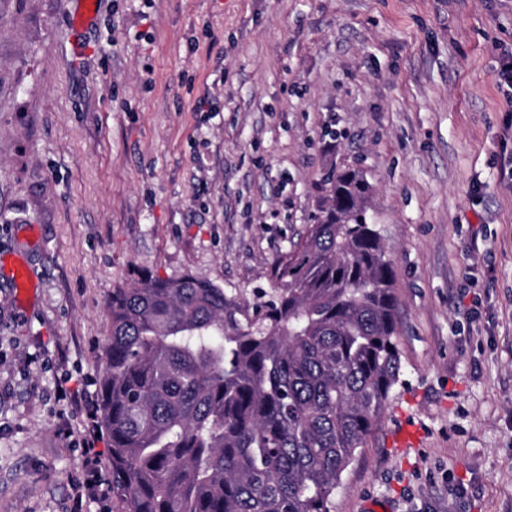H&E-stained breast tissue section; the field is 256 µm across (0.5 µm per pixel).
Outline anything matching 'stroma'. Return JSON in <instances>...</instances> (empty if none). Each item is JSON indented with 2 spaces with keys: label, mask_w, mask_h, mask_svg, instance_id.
Instances as JSON below:
<instances>
[{
  "label": "stroma",
  "mask_w": 512,
  "mask_h": 512,
  "mask_svg": "<svg viewBox=\"0 0 512 512\" xmlns=\"http://www.w3.org/2000/svg\"><path fill=\"white\" fill-rule=\"evenodd\" d=\"M80 2L0 0V259L32 277L0 266V512H113L74 406L113 288L269 289L334 166L371 185L402 369L332 512H512V0Z\"/></svg>",
  "instance_id": "1"
}]
</instances>
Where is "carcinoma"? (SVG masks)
<instances>
[{
	"label": "carcinoma",
	"mask_w": 512,
	"mask_h": 512,
	"mask_svg": "<svg viewBox=\"0 0 512 512\" xmlns=\"http://www.w3.org/2000/svg\"><path fill=\"white\" fill-rule=\"evenodd\" d=\"M370 191L327 175L264 302L192 274L112 289L97 428L117 512H332L401 373Z\"/></svg>",
	"instance_id": "obj_1"
}]
</instances>
